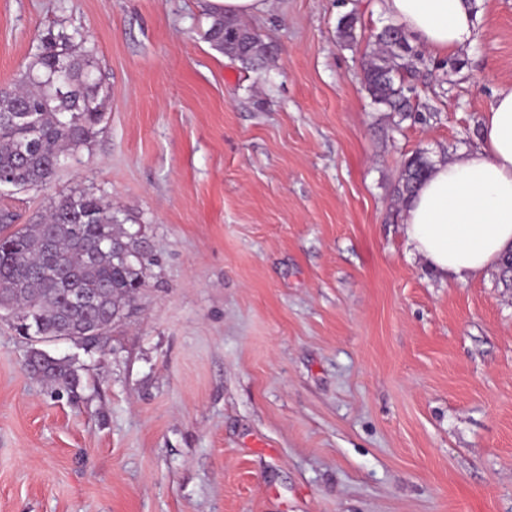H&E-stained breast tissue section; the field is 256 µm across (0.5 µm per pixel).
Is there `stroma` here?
<instances>
[{"mask_svg":"<svg viewBox=\"0 0 512 512\" xmlns=\"http://www.w3.org/2000/svg\"><path fill=\"white\" fill-rule=\"evenodd\" d=\"M376 4L270 0L258 73L205 40L203 0H0V86L52 31L112 93L21 223L86 189L153 255L105 347L45 344L77 396L0 317V512H512V288L431 272L394 194L512 85V0H479L458 68L422 54L405 119L363 88ZM37 365L33 372L44 381L70 392H74L78 388L80 384L79 369L72 359L51 357L42 362L38 359Z\"/></svg>","mask_w":512,"mask_h":512,"instance_id":"obj_1","label":"stroma"}]
</instances>
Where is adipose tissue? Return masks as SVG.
I'll return each instance as SVG.
<instances>
[{
	"mask_svg": "<svg viewBox=\"0 0 512 512\" xmlns=\"http://www.w3.org/2000/svg\"><path fill=\"white\" fill-rule=\"evenodd\" d=\"M377 8L436 58L476 38L472 0H378ZM404 235L428 268L455 283L497 267L512 247V86L483 114L477 146L436 162L405 207Z\"/></svg>",
	"mask_w": 512,
	"mask_h": 512,
	"instance_id": "1",
	"label": "adipose tissue"
}]
</instances>
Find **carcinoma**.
Returning a JSON list of instances; mask_svg holds the SVG:
<instances>
[{
  "instance_id": "carcinoma-1",
  "label": "carcinoma",
  "mask_w": 512,
  "mask_h": 512,
  "mask_svg": "<svg viewBox=\"0 0 512 512\" xmlns=\"http://www.w3.org/2000/svg\"><path fill=\"white\" fill-rule=\"evenodd\" d=\"M206 40L255 70L269 49L241 21L211 15ZM415 55L400 28L375 36L366 54L363 84L373 103L407 115L403 72ZM111 95L96 75L94 47L58 35L34 54L11 87H0V184L18 190L50 183L66 159L88 147L109 109ZM433 163L415 152L401 170L396 196L404 201L426 179ZM14 207L0 204V290L22 336H80L84 347L103 346L143 286L151 249L139 232L123 227L112 203L81 190L60 195L35 224H15ZM81 294L91 315L70 304ZM41 379L70 392L80 384L70 358L45 359L34 369Z\"/></svg>"
}]
</instances>
